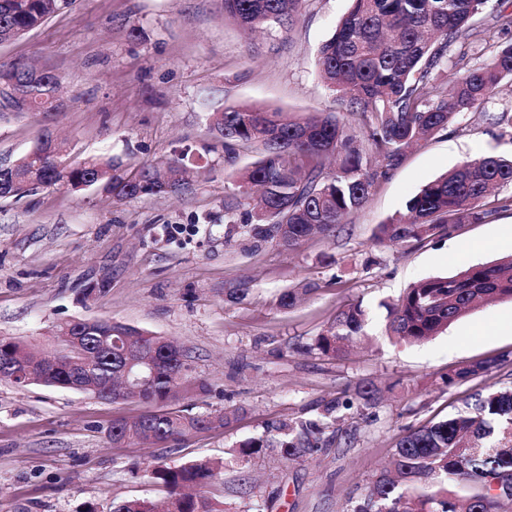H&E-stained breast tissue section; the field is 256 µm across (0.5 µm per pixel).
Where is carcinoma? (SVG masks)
Segmentation results:
<instances>
[{"instance_id": "1", "label": "carcinoma", "mask_w": 512, "mask_h": 512, "mask_svg": "<svg viewBox=\"0 0 512 512\" xmlns=\"http://www.w3.org/2000/svg\"><path fill=\"white\" fill-rule=\"evenodd\" d=\"M303 0H224V16L247 32H271L294 21ZM489 0H351L349 11L318 49L319 77L343 102L345 112L316 113L290 119L257 106H230L220 113L216 129L224 138L227 162L238 151L255 146L258 158L230 175L224 214L232 216L241 200L251 210L245 223L260 241L286 249L298 247L310 234L328 236L364 205L378 181L389 175L413 145L448 128L465 112L486 111L500 82L512 79V43L494 41L497 32H512V9H499L493 26L477 20ZM64 0H0V31L29 32L56 13ZM461 37L491 47L481 65L448 57ZM448 80H442L443 73ZM27 87L25 103L15 112L59 111V79L45 72L32 79L13 74ZM175 160L140 168L131 177L117 173L112 159L90 156L58 168L20 156L11 168L16 181L9 191L21 198L44 185L79 191L93 187L121 198L156 196L180 174ZM512 184V157L486 154L466 159L424 185L406 202V212L380 226V239L422 244L455 224H482L500 210L512 209V197L493 208L483 200L497 185ZM512 299V255L474 264L462 272L413 283L389 306L386 331L410 343L423 342L471 310L477 301ZM365 313L352 305L315 338L329 358L363 335ZM81 350L60 355L57 364L19 379L22 387L79 389L102 393L117 370L154 363L150 388L139 398L153 409L116 420L107 432L114 443L165 444L224 426L222 410L195 415L176 407L188 394L208 385L191 374L188 355L170 340L145 330L97 320L80 325ZM34 355L20 341L0 338V371ZM494 363L462 367L445 384L468 381ZM285 439L275 448L285 461L320 449L321 424L291 419L282 424ZM270 444L247 440L233 450L246 461ZM219 464L190 460L179 466L156 464L150 471L167 491V512H221L205 488ZM396 477L373 481L371 493L354 512H503L512 503V388L477 391L465 409L435 423L407 430L395 450ZM110 512H158L149 498L112 500Z\"/></svg>"}]
</instances>
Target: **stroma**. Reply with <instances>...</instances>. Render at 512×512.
Masks as SVG:
<instances>
[{
  "instance_id": "stroma-1",
  "label": "stroma",
  "mask_w": 512,
  "mask_h": 512,
  "mask_svg": "<svg viewBox=\"0 0 512 512\" xmlns=\"http://www.w3.org/2000/svg\"><path fill=\"white\" fill-rule=\"evenodd\" d=\"M349 0H305L293 25L250 35L224 16V0H69L23 37L0 45V65L23 61L55 73L58 112H1L0 164L51 133L67 158L111 157L125 173L182 151L199 160L191 191L117 200L53 187L0 199V337L53 349L54 329L109 319L173 339L206 393L180 401L192 414L230 411L222 428L166 445L115 444L113 420L145 411L70 390L0 380V512H109L113 499L165 493L147 475L160 462H223L209 495L227 512H354L388 468L400 436L453 415L482 389L512 386V300L481 304L429 341L388 335L385 305L415 281L451 276L512 253V210L458 224L420 245L378 239L423 185L467 158L512 155V137L482 113L412 149L334 236L297 250L260 242L224 221L229 174L211 115L259 105L295 118L341 111L318 77L317 54ZM104 281L106 290L85 298ZM291 288L306 294L279 304ZM350 304L365 335L331 359L316 336ZM485 359L488 375L449 387L445 376ZM377 391L364 406L356 386ZM350 399L327 444L284 461L264 449L228 462L248 439L276 441L289 419H319L324 401Z\"/></svg>"
}]
</instances>
